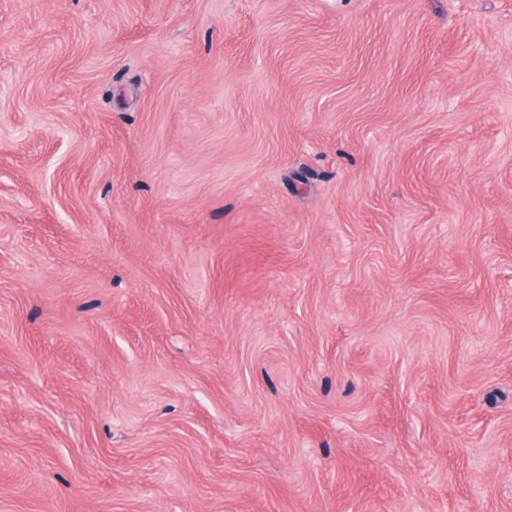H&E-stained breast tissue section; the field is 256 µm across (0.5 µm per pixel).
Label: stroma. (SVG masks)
I'll return each instance as SVG.
<instances>
[{
    "instance_id": "obj_1",
    "label": "stroma",
    "mask_w": 512,
    "mask_h": 512,
    "mask_svg": "<svg viewBox=\"0 0 512 512\" xmlns=\"http://www.w3.org/2000/svg\"><path fill=\"white\" fill-rule=\"evenodd\" d=\"M0 512H512V0H0Z\"/></svg>"
}]
</instances>
